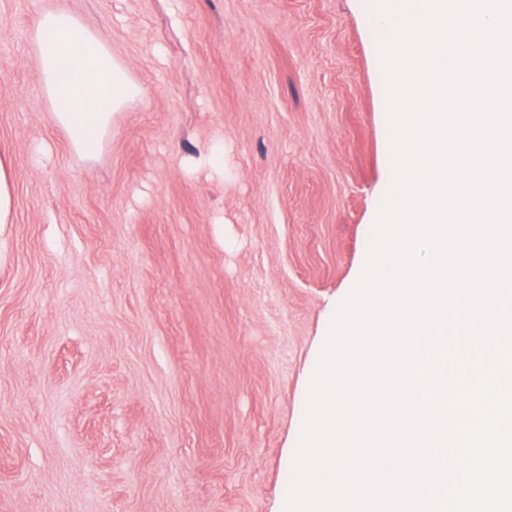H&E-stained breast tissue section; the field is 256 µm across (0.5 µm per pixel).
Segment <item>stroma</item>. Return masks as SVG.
<instances>
[{
  "label": "stroma",
  "mask_w": 512,
  "mask_h": 512,
  "mask_svg": "<svg viewBox=\"0 0 512 512\" xmlns=\"http://www.w3.org/2000/svg\"><path fill=\"white\" fill-rule=\"evenodd\" d=\"M374 0H0V512H280L389 190ZM141 87L93 161L31 32ZM14 171L10 163L0 159V226L14 223Z\"/></svg>",
  "instance_id": "35a3bbf8"
}]
</instances>
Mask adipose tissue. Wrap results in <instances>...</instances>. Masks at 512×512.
Wrapping results in <instances>:
<instances>
[{"mask_svg":"<svg viewBox=\"0 0 512 512\" xmlns=\"http://www.w3.org/2000/svg\"><path fill=\"white\" fill-rule=\"evenodd\" d=\"M32 37L55 123L74 153L98 157L113 115L140 95V86L99 32L69 11L41 14Z\"/></svg>","mask_w":512,"mask_h":512,"instance_id":"ef3b65f1","label":"adipose tissue"}]
</instances>
